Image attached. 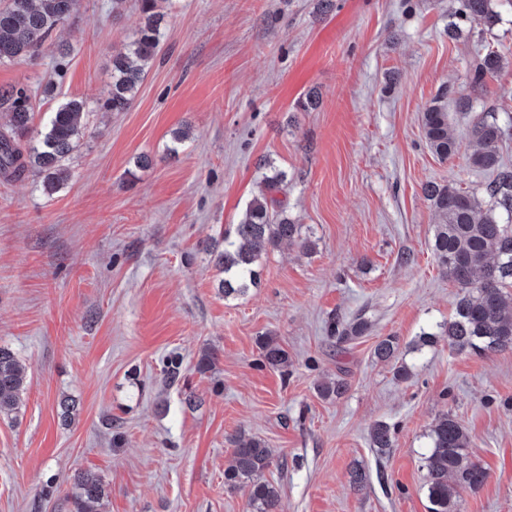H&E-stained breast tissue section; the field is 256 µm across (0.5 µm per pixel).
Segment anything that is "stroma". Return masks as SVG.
I'll list each match as a JSON object with an SVG mask.
<instances>
[{
  "instance_id": "stroma-1",
  "label": "stroma",
  "mask_w": 512,
  "mask_h": 512,
  "mask_svg": "<svg viewBox=\"0 0 512 512\" xmlns=\"http://www.w3.org/2000/svg\"><path fill=\"white\" fill-rule=\"evenodd\" d=\"M456 7L161 0L165 37L124 112L99 105L140 25L138 0L117 14L112 0H79L53 35L70 47L64 72L47 49L0 65V87L37 90L34 130L61 101L87 103L62 189L0 173V345L27 372L17 419L0 418V512H71L89 468L105 487L95 512H251L247 485L224 483L244 434L272 451L264 478L280 512H428L421 457L445 413L489 473L479 489L458 487L460 512H512V351L412 349L458 295L433 258L422 186L478 193L490 179L431 153L423 108L442 87L464 90L491 46L504 64L489 94L470 112L449 104L448 125L464 152L475 118L512 127V0H496L495 26L452 40ZM311 92L320 104L307 110ZM265 159L287 173L288 216L314 247L271 250L260 287L227 298L214 252L263 191ZM336 317L369 328L339 344L326 331ZM265 334L287 348V372L262 366ZM389 336L396 359L383 364L373 349ZM207 348L218 361L201 374ZM172 356L177 385L165 381ZM339 377L346 392L322 398L318 384ZM380 421L394 433L385 455L370 440ZM357 464L371 476L361 491Z\"/></svg>"
}]
</instances>
